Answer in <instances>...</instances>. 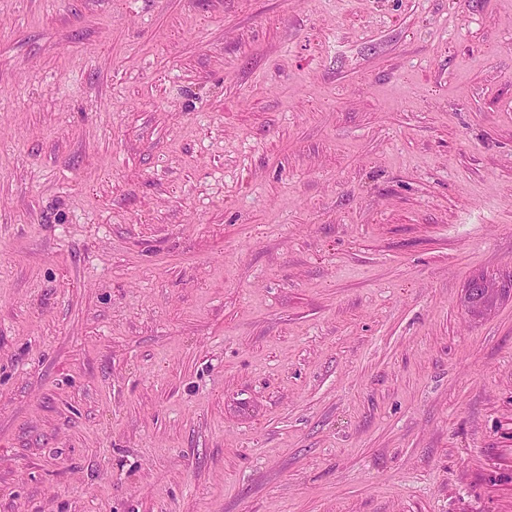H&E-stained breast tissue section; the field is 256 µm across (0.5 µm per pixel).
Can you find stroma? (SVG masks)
<instances>
[{
	"label": "stroma",
	"mask_w": 512,
	"mask_h": 512,
	"mask_svg": "<svg viewBox=\"0 0 512 512\" xmlns=\"http://www.w3.org/2000/svg\"><path fill=\"white\" fill-rule=\"evenodd\" d=\"M511 284L512 0H0V512H512ZM493 292L494 288L483 278L473 279L467 290V297L471 298V301L467 300L471 311H481L491 299Z\"/></svg>",
	"instance_id": "obj_1"
}]
</instances>
